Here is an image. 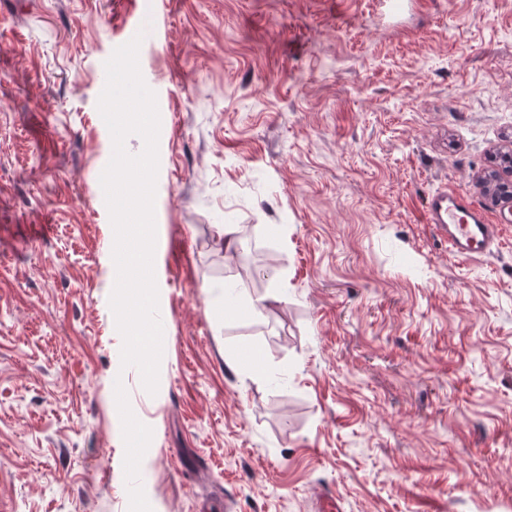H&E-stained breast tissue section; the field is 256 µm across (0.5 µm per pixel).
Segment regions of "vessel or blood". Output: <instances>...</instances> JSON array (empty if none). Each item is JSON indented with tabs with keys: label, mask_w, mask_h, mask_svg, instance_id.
I'll return each mask as SVG.
<instances>
[{
	"label": "vessel or blood",
	"mask_w": 512,
	"mask_h": 512,
	"mask_svg": "<svg viewBox=\"0 0 512 512\" xmlns=\"http://www.w3.org/2000/svg\"><path fill=\"white\" fill-rule=\"evenodd\" d=\"M427 217L448 240V251L467 261L492 254L499 248V224L512 222V211L503 210L499 224L490 223L475 196L468 190H437L427 198Z\"/></svg>",
	"instance_id": "vessel-or-blood-1"
}]
</instances>
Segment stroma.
<instances>
[{
	"mask_svg": "<svg viewBox=\"0 0 512 512\" xmlns=\"http://www.w3.org/2000/svg\"><path fill=\"white\" fill-rule=\"evenodd\" d=\"M139 14L154 396L121 366L100 185ZM511 149L512 0H0V512H128L118 381L152 512H512V223L461 261L425 217L442 187L497 216Z\"/></svg>",
	"mask_w": 512,
	"mask_h": 512,
	"instance_id": "1",
	"label": "stroma"
}]
</instances>
